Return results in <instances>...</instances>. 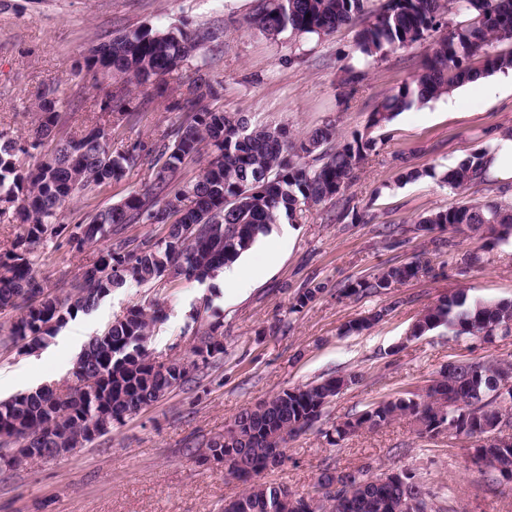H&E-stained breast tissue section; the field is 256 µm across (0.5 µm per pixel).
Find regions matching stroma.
Returning a JSON list of instances; mask_svg holds the SVG:
<instances>
[{
    "mask_svg": "<svg viewBox=\"0 0 512 512\" xmlns=\"http://www.w3.org/2000/svg\"><path fill=\"white\" fill-rule=\"evenodd\" d=\"M254 0H0V133L28 141L45 87H58L68 106L58 136H81L102 126L112 131L110 149L150 146L175 119L173 103L196 70L221 83L220 106L255 125L287 126L301 138L335 122L340 138L368 133L377 142L363 170L345 190L355 211L336 218L326 202L303 210L297 223L272 224L245 253L254 270L251 288L238 293L209 279L157 281L113 289L90 312L78 313L38 349L0 347V399L50 386L66 389L79 353L92 336L130 308L160 304L166 320L154 329L147 350L165 361L191 359L196 326L220 320L224 354L198 372L195 382L174 388L158 402L113 425L111 433L50 461L9 468L0 464V512H221L240 494L241 482L223 467L201 463V443L222 435L244 408L288 388L336 375H353L315 427L290 441L282 465L263 481L304 494L320 468L379 474L410 470L437 492L438 512H512V484L492 483L469 469L470 440L421 437L411 421L397 419L375 431L337 439L334 428L372 403L400 393H420L448 362L512 360V336L492 342L455 340L444 329L411 336L416 320L444 297L463 291L487 300H512V241L489 246L470 233L453 234V250L437 248L436 236L418 230L429 211L465 201L512 205V180H492L465 192L452 190L441 173L512 129V84L500 73L480 86L457 88L399 113L380 128L370 113L386 95L410 82L425 50L418 43L388 51L365 67L353 98L338 83L340 69L356 62L355 27L326 37L285 33L271 38L247 28ZM216 29L218 38L166 79L168 91L143 105L142 119L119 124L101 111L103 93L79 71L84 56L111 40L116 30L150 25ZM420 171L406 180L404 169ZM147 166L133 168L100 188L91 206L76 196L61 219L75 224L91 209L120 202L148 181ZM390 227L399 246L379 236ZM291 248H283L285 236ZM96 254L76 252L66 236H49L37 250L35 270L66 296ZM425 271L389 294L347 298L345 284L378 269L412 260ZM323 291L294 308L304 287ZM385 309L382 321L360 332L348 322Z\"/></svg>",
    "mask_w": 512,
    "mask_h": 512,
    "instance_id": "35a3bbf8",
    "label": "stroma"
}]
</instances>
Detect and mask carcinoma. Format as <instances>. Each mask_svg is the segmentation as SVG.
Returning a JSON list of instances; mask_svg holds the SVG:
<instances>
[{
    "instance_id": "obj_1",
    "label": "carcinoma",
    "mask_w": 512,
    "mask_h": 512,
    "mask_svg": "<svg viewBox=\"0 0 512 512\" xmlns=\"http://www.w3.org/2000/svg\"><path fill=\"white\" fill-rule=\"evenodd\" d=\"M470 22L450 27L443 21L449 0H384L381 10L362 18L363 0H255L245 18L248 27L275 38L287 31L329 35L341 26L358 24L356 46L364 59L383 56L428 41L411 82L386 96L370 114L369 127L381 128L397 113L424 105L471 80L472 75L512 69V50L494 51L496 43L512 42V0H466ZM216 39L208 27H152L124 29L111 41L93 48L81 70L95 85L120 81L123 87L107 90L100 111L116 112L127 120L140 107L133 89L156 90L170 73L192 59L201 46ZM363 71L352 65L342 69L341 84L352 97ZM220 84L197 69L187 93L175 107L177 119L150 149L134 143L112 155V132L95 126L81 137L56 138L65 99L54 86L38 99L39 117L29 147L7 139L0 142V202L15 206V219L25 234L12 248L0 253V314L19 312L0 323V346L36 349L67 319L86 312L114 288L205 281L236 260L267 225L293 221L301 207L319 205L341 194L357 177L375 151L376 141L358 134L336 143V125L327 123L295 140L283 127L251 126L248 118L216 105ZM40 150L41 159L24 166L22 157ZM206 156L198 175L187 181V163ZM489 151L481 149L448 170L442 181L455 190L487 181L484 172ZM312 158L305 166L299 160ZM148 161L151 179L121 202L90 215L88 222L62 224L64 205L76 193L91 200L97 188L122 178L127 169ZM424 230L459 231L467 228L491 244L512 238V207L495 201L465 202L437 209L421 219ZM131 224H151L163 235H126ZM69 231L76 252L97 247L92 264L84 267L72 292L60 300L33 268L30 255L46 235ZM423 271L420 261L382 268L341 290L346 297L387 293ZM387 309L373 311L350 322L358 332L382 320ZM162 310L148 314L131 308L93 337L76 360L71 385L62 394L40 387L0 401V461L10 462L13 450L30 448L31 459L48 460L60 451L80 448L106 435L111 425L138 413L173 388L188 384L195 373L224 354L216 339L218 327L195 332L196 359L157 361L145 343ZM444 327L457 339L482 336L491 341L512 334V301L471 300L454 293L427 309L413 325L411 335ZM473 373L468 362L442 368L424 394L397 396L373 403L347 418L346 432L376 430L406 417L427 436L443 423L474 438L484 428L503 424L512 428V393H499L512 383V362L482 361ZM356 377L334 376L283 390L255 408H245L234 421L236 438L229 444L213 437L204 447L215 459L234 458L238 479L247 489L224 504V512H290L288 498L296 493L282 484L260 482L276 455L285 458L284 445L313 428L325 408ZM486 469L483 476L512 481V446L503 448L492 439L477 440ZM338 471L324 468L315 490L329 492L333 512H396L401 501H417L416 512H430L436 493L416 473L401 478L370 474L362 467L338 480Z\"/></svg>"
}]
</instances>
